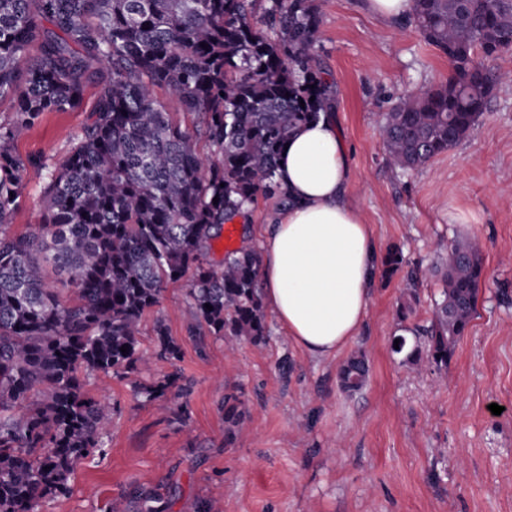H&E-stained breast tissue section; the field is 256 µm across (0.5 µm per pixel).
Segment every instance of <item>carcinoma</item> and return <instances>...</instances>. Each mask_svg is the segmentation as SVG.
Listing matches in <instances>:
<instances>
[{
  "mask_svg": "<svg viewBox=\"0 0 512 512\" xmlns=\"http://www.w3.org/2000/svg\"><path fill=\"white\" fill-rule=\"evenodd\" d=\"M0 0V512H39L66 489L72 462L103 448L112 410L84 388L92 373L122 376L149 360L145 313L188 279L191 324L232 342L266 343L259 252L224 255L211 242L258 198L290 205L277 158L297 128L333 109L318 52L317 0ZM423 38L448 56V79L397 105L380 135L392 165L425 166L473 131L512 51V0H414ZM207 47H202V44ZM184 112L181 125L155 89ZM92 120L49 171L39 229L8 235L29 166L18 138L46 112L82 107ZM211 148L204 160L198 139ZM218 202H213V199ZM443 299L424 329L429 361L448 366L485 278L480 254L455 246ZM401 252L381 260L396 272ZM64 277L74 299L47 282ZM212 309H207L206 305ZM154 356L180 346L155 324ZM128 346L127 352L120 351ZM366 381L365 356L341 367L342 389ZM168 382L143 387L165 406ZM225 422L245 409L225 400Z\"/></svg>",
  "mask_w": 512,
  "mask_h": 512,
  "instance_id": "obj_1",
  "label": "carcinoma"
}]
</instances>
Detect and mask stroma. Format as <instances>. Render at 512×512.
<instances>
[{"label": "stroma", "mask_w": 512, "mask_h": 512, "mask_svg": "<svg viewBox=\"0 0 512 512\" xmlns=\"http://www.w3.org/2000/svg\"><path fill=\"white\" fill-rule=\"evenodd\" d=\"M319 7L317 51L352 171L346 199L379 253L402 250V271L376 278L358 336L328 359L296 348L272 315L265 345L227 350L192 328L185 283L168 285L142 320L141 344L153 349L163 322L179 360L87 377V390L112 408L105 446L74 465L66 490L41 512H138L136 497L150 494L160 512H197L214 497L219 512H512V53L497 60L500 80L471 134L403 171L390 165L380 126L401 98L446 80L447 57L408 19H380L364 0ZM90 116L87 105L47 112L19 138L18 154L43 165L27 169L8 233L39 228L47 170ZM457 245L483 257L477 313L447 368L409 363L393 342L419 346L415 329L427 323ZM414 296V314L399 320V305ZM357 351L368 375L347 393L338 372ZM172 373L164 413L138 387ZM229 394L248 413L228 443Z\"/></svg>", "instance_id": "obj_1"}]
</instances>
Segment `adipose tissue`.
<instances>
[{
	"instance_id": "obj_1",
	"label": "adipose tissue",
	"mask_w": 512,
	"mask_h": 512,
	"mask_svg": "<svg viewBox=\"0 0 512 512\" xmlns=\"http://www.w3.org/2000/svg\"><path fill=\"white\" fill-rule=\"evenodd\" d=\"M279 160L292 203L262 232L263 301L306 354L336 356L367 313L380 257L344 199L351 169L330 117L302 126Z\"/></svg>"
}]
</instances>
